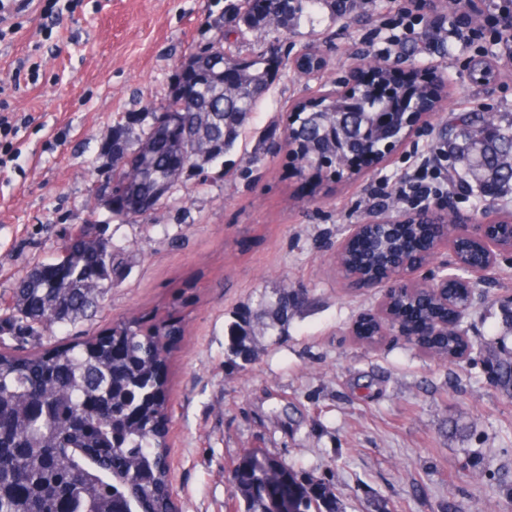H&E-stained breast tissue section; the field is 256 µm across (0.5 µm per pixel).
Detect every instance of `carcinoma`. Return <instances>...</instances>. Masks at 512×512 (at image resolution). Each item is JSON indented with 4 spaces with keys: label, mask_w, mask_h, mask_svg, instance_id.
Listing matches in <instances>:
<instances>
[{
    "label": "carcinoma",
    "mask_w": 512,
    "mask_h": 512,
    "mask_svg": "<svg viewBox=\"0 0 512 512\" xmlns=\"http://www.w3.org/2000/svg\"><path fill=\"white\" fill-rule=\"evenodd\" d=\"M312 0H236L237 38L263 25L286 29ZM225 36L189 56L185 70L196 92L184 99L179 76L153 121L124 115L112 133V163L103 170L122 194L104 204L122 221L149 215L170 197L188 171H201L233 147L240 130L273 81L275 71L263 56L224 51ZM391 82V71L348 94L336 90L321 103L296 112L291 138L305 144L309 168L323 178L336 154L364 158L403 135L407 111L431 96L416 83ZM348 112L354 129L336 135L331 114ZM486 112L459 118L448 150L460 154V179L472 181L473 166L486 176L482 194L512 195V116H504L490 135ZM55 261L38 264L0 303V512H180L166 493L170 466L166 423L168 380L164 371L183 331L176 295L164 311L116 322L103 334L49 351L21 353L5 337L23 340L55 326L96 316L104 294L127 263V251L105 237L91 219L69 224L55 245ZM304 292L280 288L273 303L239 317L231 328L229 351L251 361L257 335L288 324ZM258 450L245 451L229 469L234 496L245 512H336L330 484L305 476L270 457L258 474Z\"/></svg>",
    "instance_id": "cac0c4a2"
}]
</instances>
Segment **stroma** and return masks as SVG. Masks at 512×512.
Returning <instances> with one entry per match:
<instances>
[{
  "label": "stroma",
  "mask_w": 512,
  "mask_h": 512,
  "mask_svg": "<svg viewBox=\"0 0 512 512\" xmlns=\"http://www.w3.org/2000/svg\"><path fill=\"white\" fill-rule=\"evenodd\" d=\"M228 0H82L44 33L37 12L11 42L0 43V82L35 57L36 83L10 103L29 117L13 161L0 168V295L35 265L51 261L63 228L94 218L131 265L105 295L93 321L17 342L27 352L101 332L152 312L179 281L186 291L185 332L170 366L171 481L182 512H229L227 468L248 448L326 481L337 512H512V383L499 370L512 360V253L499 258L485 297L466 318V359L448 360L409 345L401 334L367 344L352 330L374 312L383 288L354 290L336 273V246L350 225L408 211L401 185L423 175L451 114L479 109L512 114V57L481 42H444V6L424 9L421 25L399 42L385 22L394 0H366L356 13L333 0L306 6L291 32L263 27L231 44L241 55L278 62L275 80L218 167L185 173L169 200L137 223L89 210V173L112 154L122 113L149 112L171 93L187 58L224 29ZM314 44L326 59L310 79L295 58ZM427 76L437 88L429 123L379 168L324 192L275 152L287 114L335 87L362 58ZM493 77L474 81V60ZM437 198L464 215L495 206L458 184L455 160ZM303 288L309 308L277 341L261 336L244 368L227 364L228 330L261 293Z\"/></svg>",
  "instance_id": "35a3bbf8"
}]
</instances>
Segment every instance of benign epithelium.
Masks as SVG:
<instances>
[{"mask_svg":"<svg viewBox=\"0 0 512 512\" xmlns=\"http://www.w3.org/2000/svg\"><path fill=\"white\" fill-rule=\"evenodd\" d=\"M436 214L439 221L429 225L425 234L412 236L408 227L420 225L421 219ZM453 246L457 269L466 276H442L416 284L414 273L439 252ZM512 250V220L502 223L495 214L484 212L468 218L458 215L442 203L419 211L385 216L368 224H353L339 243L336 256L356 252L359 268L347 277L343 267L337 274L353 287L368 288L388 284L376 312L365 317L364 325L377 329L380 339L395 330L407 331L406 321L415 327L409 340L426 345L440 353L437 342L453 333L461 342L455 359L466 358L468 352L464 319L480 299L482 283L494 269L497 257ZM419 286L439 299L448 310L446 316H418L410 311L398 318L391 312V295H404Z\"/></svg>","mask_w":512,"mask_h":512,"instance_id":"benign-epithelium-1","label":"benign epithelium"}]
</instances>
